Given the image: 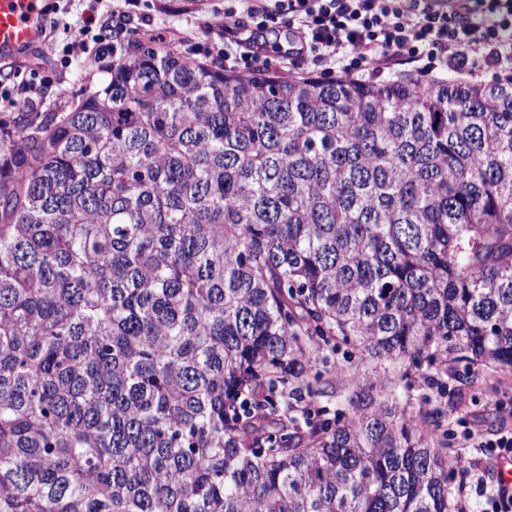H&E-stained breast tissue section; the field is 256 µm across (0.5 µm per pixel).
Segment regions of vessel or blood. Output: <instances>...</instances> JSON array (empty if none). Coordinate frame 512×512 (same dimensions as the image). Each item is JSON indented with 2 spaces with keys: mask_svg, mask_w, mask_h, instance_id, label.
I'll return each instance as SVG.
<instances>
[{
  "mask_svg": "<svg viewBox=\"0 0 512 512\" xmlns=\"http://www.w3.org/2000/svg\"><path fill=\"white\" fill-rule=\"evenodd\" d=\"M49 4L50 0H0V59L39 40Z\"/></svg>",
  "mask_w": 512,
  "mask_h": 512,
  "instance_id": "obj_1",
  "label": "vessel or blood"
}]
</instances>
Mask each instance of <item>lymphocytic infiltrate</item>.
Returning a JSON list of instances; mask_svg holds the SVG:
<instances>
[{
  "label": "lymphocytic infiltrate",
  "instance_id": "lymphocytic-infiltrate-1",
  "mask_svg": "<svg viewBox=\"0 0 512 512\" xmlns=\"http://www.w3.org/2000/svg\"><path fill=\"white\" fill-rule=\"evenodd\" d=\"M252 23L237 37L240 14ZM296 27L282 54L326 73L376 82L407 63L478 77L512 75V0H232L224 8V59L243 76L266 48L259 35L279 19Z\"/></svg>",
  "mask_w": 512,
  "mask_h": 512
}]
</instances>
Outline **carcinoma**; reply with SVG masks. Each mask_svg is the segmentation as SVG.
Masks as SVG:
<instances>
[{
  "mask_svg": "<svg viewBox=\"0 0 512 512\" xmlns=\"http://www.w3.org/2000/svg\"><path fill=\"white\" fill-rule=\"evenodd\" d=\"M322 343L512 373V79L245 77L146 33L0 113V512H448L447 403L354 371L297 418Z\"/></svg>",
  "mask_w": 512,
  "mask_h": 512,
  "instance_id": "1",
  "label": "carcinoma"
}]
</instances>
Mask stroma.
<instances>
[{
    "label": "stroma",
    "mask_w": 512,
    "mask_h": 512,
    "mask_svg": "<svg viewBox=\"0 0 512 512\" xmlns=\"http://www.w3.org/2000/svg\"><path fill=\"white\" fill-rule=\"evenodd\" d=\"M113 7V0H54V9L46 23V39L20 50L9 60L0 61V92L9 93L15 109L26 107V88L33 82L40 87L41 107L74 96L86 78L95 73L98 62L79 51L65 54L64 48L70 40L66 27L83 15H109ZM157 28L176 34V52L209 60L224 46V0H137L122 24L110 22L101 29L100 39L118 46L126 42L132 31ZM66 56L71 62L65 67L61 61ZM439 369V363H425L417 369L391 368L386 375L402 379L408 387L411 409H418L428 398H446L449 456L459 455L480 463L478 470L467 478L460 476L456 466H449L450 512H484L486 499L482 490L497 486L496 471L484 465L486 459L497 454L488 442L497 434L512 432V374L475 365L471 371L476 379L467 387H458L450 378L441 388L428 385V376ZM315 371L320 376L323 393L317 397L314 407L324 417H334L347 407L348 357L343 351L324 348ZM472 430L481 433L486 447H469L466 437Z\"/></svg>",
    "instance_id": "35a3bbf8"
}]
</instances>
